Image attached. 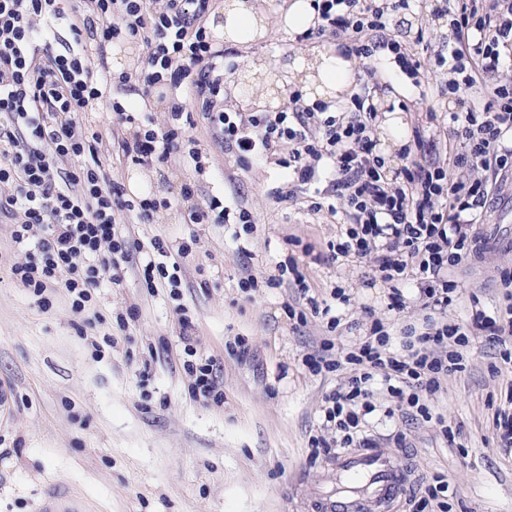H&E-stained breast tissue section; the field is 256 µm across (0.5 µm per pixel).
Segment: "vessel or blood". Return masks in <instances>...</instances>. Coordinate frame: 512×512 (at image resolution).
Listing matches in <instances>:
<instances>
[{
	"mask_svg": "<svg viewBox=\"0 0 512 512\" xmlns=\"http://www.w3.org/2000/svg\"><path fill=\"white\" fill-rule=\"evenodd\" d=\"M335 466L350 489L326 501V512H391L404 500L412 481L398 456L376 448H353L337 456ZM40 512H83L69 491L48 492Z\"/></svg>",
	"mask_w": 512,
	"mask_h": 512,
	"instance_id": "b4317fda",
	"label": "vessel or blood"
}]
</instances>
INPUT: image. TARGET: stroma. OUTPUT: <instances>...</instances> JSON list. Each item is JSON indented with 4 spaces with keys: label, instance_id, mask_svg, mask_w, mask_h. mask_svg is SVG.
Instances as JSON below:
<instances>
[{
    "label": "stroma",
    "instance_id": "1",
    "mask_svg": "<svg viewBox=\"0 0 512 512\" xmlns=\"http://www.w3.org/2000/svg\"><path fill=\"white\" fill-rule=\"evenodd\" d=\"M291 3L259 0L258 33L238 46L234 74L257 57L300 62L333 48L330 40L288 47L296 35L285 22ZM379 67L398 97L419 96L424 107L445 110L435 77L417 88L398 68ZM192 134L212 156L210 177L197 178L176 155L161 174L129 163L112 170L122 183L136 178L142 191L169 198L193 179L199 200L219 196L253 212L251 232L241 235L231 225L184 223L173 209L149 224L124 225L144 247L189 242L178 260L180 298L144 287L132 271L121 285L97 289L88 313L77 312L61 288L34 296L10 276L28 253L0 223V512H39L56 484L84 512H322L337 473L333 457H312L309 439L323 429L325 394L348 372L312 373L306 357L326 338L336 350L354 348L374 319L389 324L396 347L403 326L421 323L416 280L403 286L405 309L389 310V286L370 262L324 263L340 233L336 220L272 205L267 191L285 169L239 166L205 122ZM290 253L304 263L311 296L339 315L336 330L321 313H308L303 324L289 320V305L304 303L293 283L265 287L273 261ZM505 267H512V249L500 245L460 265L463 296L448 319L464 318L475 297L496 314ZM247 278L259 289H241ZM337 287L349 304L333 302ZM119 309L132 312L128 327L116 323ZM186 317L194 325L187 338L180 333ZM190 349L215 362L223 403L195 398L184 367ZM501 350L486 338L473 341L466 371L442 379L431 408L461 425L454 442L433 424L394 413V398L382 392L368 418L367 434L380 450L403 451L413 494L433 473L447 474L458 490L453 512H512V450L499 447L493 419L512 390V376L494 371Z\"/></svg>",
    "mask_w": 512,
    "mask_h": 512
}]
</instances>
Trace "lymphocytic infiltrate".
I'll return each mask as SVG.
<instances>
[{
	"instance_id": "1",
	"label": "lymphocytic infiltrate",
	"mask_w": 512,
	"mask_h": 512,
	"mask_svg": "<svg viewBox=\"0 0 512 512\" xmlns=\"http://www.w3.org/2000/svg\"><path fill=\"white\" fill-rule=\"evenodd\" d=\"M315 21L302 35L332 38L340 55L356 58L355 91L345 102H311L293 94L277 112H241L224 105V77L232 49L206 21L213 0H0V222L32 249L13 265L17 281L42 294L58 286L84 309L103 283L119 284L134 269L146 287L181 286L164 262L170 248L154 242L157 259L132 264V244L118 227L121 215L140 224L178 205L190 224H238L250 231L255 218L240 203L212 196L197 202V186L181 185L177 201L131 197L114 179L98 134H86L89 113L111 112L120 161L161 169L181 155L206 173L211 155L190 133L186 112L195 101L226 151L239 162L287 169V184L270 191L276 204L304 203L308 212L342 215L344 231L330 246L331 261L374 257L375 271L393 290L391 310H403L400 289L408 278L423 283V332L406 328L403 352H392L384 323H371L358 347L342 359L323 353L306 364L313 372L354 369L346 383L325 396V425L335 442L316 438L314 455L364 443L365 415L373 410L375 379H382L398 410L435 424L454 437L447 421L427 404L442 379L466 369L471 338L512 336V268L499 272L506 301L493 317L472 300L464 321L446 313L462 296L453 276L462 263L481 257L477 223L502 204L498 188L512 176V0H312ZM429 11L446 20L454 38L425 48V31L406 40L394 33L397 14ZM67 20L71 43L56 50L54 24ZM121 39L139 51L138 63L114 72L95 63L94 52ZM389 53L400 70L418 78L425 60L448 89V143L442 159L429 110L389 170L374 136L387 84L374 65ZM168 112L164 126L153 109ZM457 349H449V341Z\"/></svg>"
}]
</instances>
